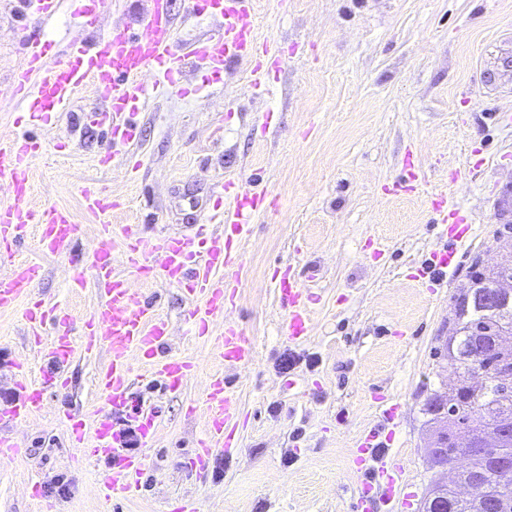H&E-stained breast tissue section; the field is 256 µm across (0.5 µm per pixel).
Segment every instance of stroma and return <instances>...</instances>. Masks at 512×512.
Listing matches in <instances>:
<instances>
[{
    "instance_id": "stroma-1",
    "label": "stroma",
    "mask_w": 512,
    "mask_h": 512,
    "mask_svg": "<svg viewBox=\"0 0 512 512\" xmlns=\"http://www.w3.org/2000/svg\"><path fill=\"white\" fill-rule=\"evenodd\" d=\"M79 5L62 0L44 23L24 12L23 0H0V133L28 130L16 121L14 94L22 39L42 35L60 56L86 35ZM255 14L257 41L277 43L284 59L268 91L253 89L246 60L206 85L192 74L201 94L156 87L135 118L138 141L114 145L106 129L81 122L101 106L85 86L36 130L46 151L32 162L30 199L72 210L88 276L99 243L83 186L107 187L120 201L110 224L138 225L149 239L191 224L215 232L216 193L229 210L233 187H266L272 204L239 242L243 267L224 308L225 320L253 339L254 361L223 369L188 330L184 293L129 272L115 251L116 269L167 319L172 352L196 371L178 394L138 384V396L159 409L156 441L138 490L107 501L98 488L108 463L84 459L57 418L103 406L94 377L104 352L76 354L68 385L13 429L24 453L0 465V512H42L47 502L56 512H171L182 499L196 512H366L354 456L370 434L402 466L393 512H420L444 480L428 454L427 402L453 378L440 360L451 304L469 288L474 258L498 263L493 234L512 224V0H285L279 9L255 0ZM108 152L113 159L101 166ZM409 154L419 164L413 175ZM453 170L463 178L452 185ZM440 190L473 224L470 240L449 239L427 201ZM446 249L456 254L454 268L424 277L432 252ZM41 260L37 296L69 308L70 333L81 337L100 302L93 283L72 287L69 258ZM287 271L318 297L302 343L285 334L278 280ZM24 358L33 376L47 368L20 311L0 313V406L14 396L11 365ZM218 370L241 410L236 446L196 470L190 461L205 422L187 409ZM57 475L68 494L30 497V485Z\"/></svg>"
}]
</instances>
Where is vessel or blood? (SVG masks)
<instances>
[{
	"label": "vessel or blood",
	"instance_id": "1",
	"mask_svg": "<svg viewBox=\"0 0 512 512\" xmlns=\"http://www.w3.org/2000/svg\"><path fill=\"white\" fill-rule=\"evenodd\" d=\"M143 3L133 21L114 28L110 37L97 43L71 42L65 57L55 61L49 58L50 40L26 41L25 64L15 92L30 121L49 123L53 112L69 104L90 82L104 104L103 109L90 113V121L109 125L113 142L127 144L138 136L132 117L149 94L147 74H158L163 85L186 96L190 89L184 76L198 67L218 78L227 66L251 61V81L257 87L279 67L278 48L271 43H255L254 0H185L189 13L207 12L219 16L221 22L206 40L182 49L176 46L170 0ZM43 150V141L34 136H0V184L8 185L13 197L11 203L0 205V312L22 309L34 346L44 347L51 364L50 371L35 380L28 362L13 363L15 396L0 407V423L25 422L42 410L46 394L66 385L65 371L76 351L91 355L105 350L107 360L95 378L106 402L105 411L90 417L67 411L63 420L71 440L82 445L87 458L111 460L112 467L101 486L102 497H123L137 488L148 467L145 450L153 446L158 425L155 408L133 401L137 379L132 360H140L145 376L159 378L165 390L172 393L184 388L194 366L182 355L168 351L167 320L116 271L114 247L122 245L129 267L139 274L181 288L191 301L185 321L195 336L214 340L223 368L211 375L201 407L188 409L189 414L200 412L205 418L204 436L195 451L196 463L205 465L211 457L235 445L239 409L223 371L250 363L253 342L237 325L225 324L217 335L212 328L224 315L225 289L235 284L231 272L241 266L239 254L232 251L233 241L264 209L268 193L255 187L240 190L232 210H224L221 232L211 236L206 248L197 253L193 250L194 236L186 232L148 239L134 224L114 232L108 217L117 203L111 193L99 186L83 187L86 211L100 220L101 245L93 255L92 268L101 301L77 341L67 330L73 313L47 304L34 294L44 272L42 258L73 256L77 240V226L68 210L54 204H28L31 161ZM29 236L35 241L38 259H15V246ZM279 288L288 306L286 333L290 339H303L309 331V309L317 297L289 275L281 279ZM49 323L57 330L46 343L42 340L43 327ZM125 422L137 431L143 453L126 451L121 428ZM355 463L365 475L363 496L371 497L377 490L384 502H393L401 466L387 455L376 436L361 441Z\"/></svg>",
	"mask_w": 512,
	"mask_h": 512
}]
</instances>
